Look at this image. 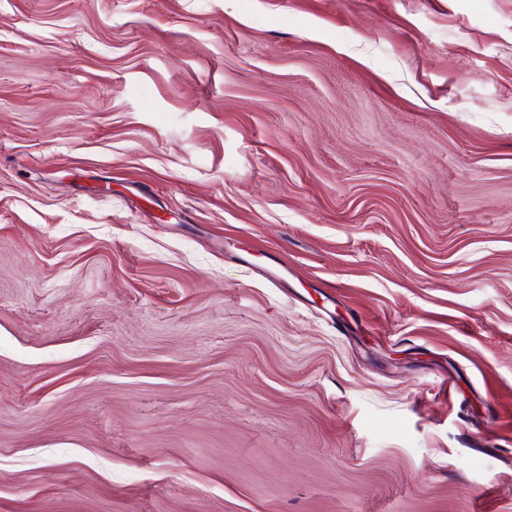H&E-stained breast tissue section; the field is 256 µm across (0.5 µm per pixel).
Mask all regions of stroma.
<instances>
[{
  "label": "stroma",
  "instance_id": "obj_1",
  "mask_svg": "<svg viewBox=\"0 0 512 512\" xmlns=\"http://www.w3.org/2000/svg\"><path fill=\"white\" fill-rule=\"evenodd\" d=\"M0 512H512V0H0Z\"/></svg>",
  "mask_w": 512,
  "mask_h": 512
}]
</instances>
